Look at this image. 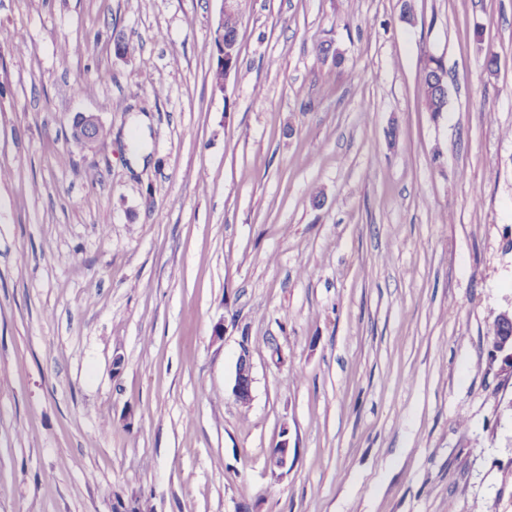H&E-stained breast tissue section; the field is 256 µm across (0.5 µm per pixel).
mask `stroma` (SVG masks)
I'll list each match as a JSON object with an SVG mask.
<instances>
[{
  "label": "stroma",
  "mask_w": 512,
  "mask_h": 512,
  "mask_svg": "<svg viewBox=\"0 0 512 512\" xmlns=\"http://www.w3.org/2000/svg\"><path fill=\"white\" fill-rule=\"evenodd\" d=\"M402 5L0 0V512H512V0ZM240 14V8L238 10V0H224V8H223V14L221 23L219 26V33H220V56H221V69H224V73L219 71V68L217 67L216 70L212 71V82L215 87L218 86L220 80L224 82V89L226 80L229 78L231 73L236 70V67H224V44L227 45V43L231 42L232 44H235L234 48V56L240 57V48H239V41H238V31H239V18H229V17H236ZM229 16L226 18L224 22V17ZM237 26V28L235 27ZM225 28V29H224ZM224 35V38H223ZM444 64L441 58L426 55L419 80L428 112L437 117L445 112L447 88L444 80ZM104 128L101 117L95 112H77L75 113L71 126H70V137L77 145L81 142L87 141L90 136L98 133ZM106 136V130H102L97 140H90L86 142L83 147L88 150H93L97 144H95L100 138L103 139ZM100 139V140H101ZM80 145V144H79ZM497 317L494 320L493 340L496 337L493 356L501 363L503 371H512V333L510 336H498ZM252 368L246 357H241L236 366L232 393L241 405H248L252 399Z\"/></svg>",
  "instance_id": "stroma-1"
}]
</instances>
